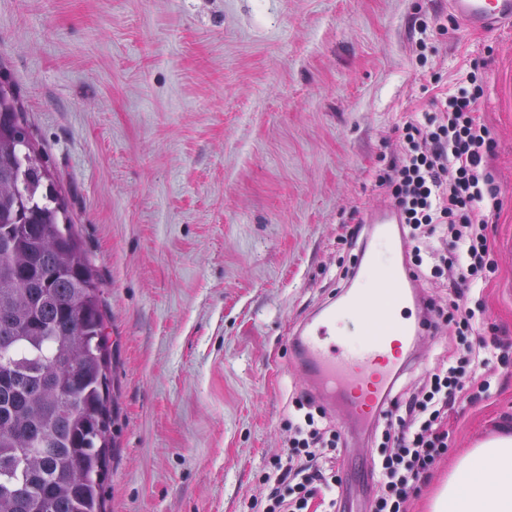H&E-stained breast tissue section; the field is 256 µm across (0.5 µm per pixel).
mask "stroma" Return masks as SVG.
Returning <instances> with one entry per match:
<instances>
[{
  "instance_id": "obj_1",
  "label": "stroma",
  "mask_w": 512,
  "mask_h": 512,
  "mask_svg": "<svg viewBox=\"0 0 512 512\" xmlns=\"http://www.w3.org/2000/svg\"><path fill=\"white\" fill-rule=\"evenodd\" d=\"M428 18L427 31L414 26ZM448 0H0V77L18 91L107 312V512H251L309 385L290 327L344 282L347 226L388 198L377 176L406 116L472 61L503 205L485 316L512 339V28L439 32ZM435 46L427 64L417 44ZM512 426V368L452 420L453 464ZM368 469L369 431L341 419Z\"/></svg>"
}]
</instances>
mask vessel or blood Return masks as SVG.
I'll return each instance as SVG.
<instances>
[{
	"label": "vessel or blood",
	"instance_id": "b4317fda",
	"mask_svg": "<svg viewBox=\"0 0 512 512\" xmlns=\"http://www.w3.org/2000/svg\"><path fill=\"white\" fill-rule=\"evenodd\" d=\"M469 29L492 33L512 26V0H448ZM366 239L345 286L295 324L288 338L290 367L306 374L329 410L344 408L361 423H377L409 359L406 349L430 338L426 298L403 263L381 251H404L397 210L385 204L367 213Z\"/></svg>",
	"mask_w": 512,
	"mask_h": 512
}]
</instances>
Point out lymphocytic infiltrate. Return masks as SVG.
<instances>
[{"label":"lymphocytic infiltrate","mask_w":512,"mask_h":512,"mask_svg":"<svg viewBox=\"0 0 512 512\" xmlns=\"http://www.w3.org/2000/svg\"><path fill=\"white\" fill-rule=\"evenodd\" d=\"M483 94L476 73H469L467 86L438 112L406 121L398 155L378 175L400 214L415 279L448 285L447 300L430 304L429 320L454 346L424 369L414 390L393 392L373 428L370 512H408L448 452L450 417L480 400L490 386L487 372L512 365V343L483 317L484 288L496 271L486 229L502 207L486 165L495 140L477 112ZM295 406L301 415L289 421L284 453L260 479L253 512H309L315 496L332 507L340 499L342 477L330 462L347 445L344 430L311 397Z\"/></svg>","instance_id":"lymphocytic-infiltrate-1"}]
</instances>
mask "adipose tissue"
Here are the masks:
<instances>
[{
  "instance_id": "1",
  "label": "adipose tissue",
  "mask_w": 512,
  "mask_h": 512,
  "mask_svg": "<svg viewBox=\"0 0 512 512\" xmlns=\"http://www.w3.org/2000/svg\"><path fill=\"white\" fill-rule=\"evenodd\" d=\"M430 512H512V433L478 441L459 459Z\"/></svg>"
}]
</instances>
